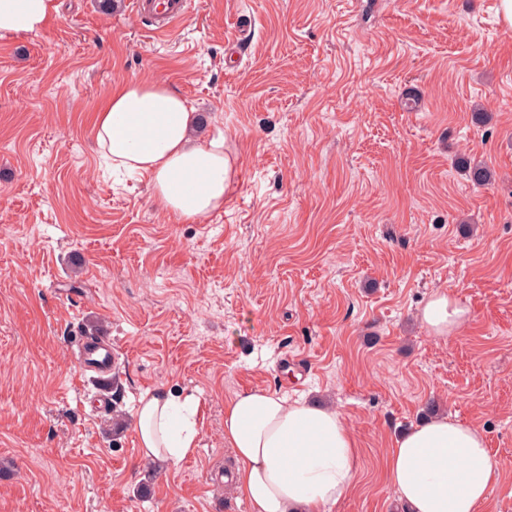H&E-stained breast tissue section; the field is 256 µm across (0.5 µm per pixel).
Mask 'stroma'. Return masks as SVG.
Returning <instances> with one entry per match:
<instances>
[{"label":"stroma","mask_w":512,"mask_h":512,"mask_svg":"<svg viewBox=\"0 0 512 512\" xmlns=\"http://www.w3.org/2000/svg\"><path fill=\"white\" fill-rule=\"evenodd\" d=\"M60 3L45 30L0 35V512H249L218 473L224 405L255 389L344 415L363 467L324 512H402L383 460L431 401L502 464L481 512H512L500 0H192L161 43L133 0ZM157 80L234 162L198 223L93 141L114 83ZM437 291L468 311L445 338L420 319ZM81 325L112 340L111 392L81 369ZM161 385L194 397L199 436L150 474L136 407Z\"/></svg>","instance_id":"35a3bbf8"}]
</instances>
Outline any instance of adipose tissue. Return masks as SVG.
<instances>
[{
    "mask_svg": "<svg viewBox=\"0 0 512 512\" xmlns=\"http://www.w3.org/2000/svg\"><path fill=\"white\" fill-rule=\"evenodd\" d=\"M59 0H0V33H37ZM197 116L161 81L117 84L96 114L95 143L113 166L147 177L161 207L187 223L221 208L234 176L223 138L198 143ZM467 311L447 293L427 301L421 320L444 337ZM192 397L159 387L141 395L135 435L144 460L182 459L195 446ZM234 489L251 512H320L350 490L361 450L338 410L288 401L272 390L236 394L224 406ZM483 432L448 417L405 431L386 457L389 483L406 512H478L501 475Z\"/></svg>",
    "mask_w": 512,
    "mask_h": 512,
    "instance_id": "1",
    "label": "adipose tissue"
}]
</instances>
